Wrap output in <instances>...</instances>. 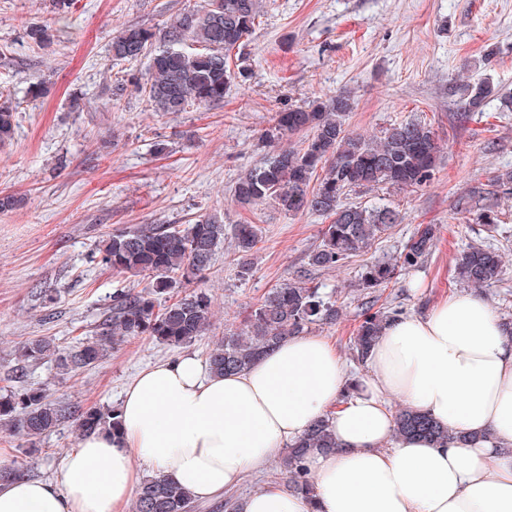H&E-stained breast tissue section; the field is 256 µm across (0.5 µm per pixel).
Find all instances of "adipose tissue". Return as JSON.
Wrapping results in <instances>:
<instances>
[{"label":"adipose tissue","instance_id":"adipose-tissue-1","mask_svg":"<svg viewBox=\"0 0 512 512\" xmlns=\"http://www.w3.org/2000/svg\"><path fill=\"white\" fill-rule=\"evenodd\" d=\"M395 397L459 441L396 437ZM117 416V430L81 438L53 478L0 484V512H130L150 474L219 501L319 419L340 447L309 456L311 492L270 483L234 512H512V335L470 293L389 320L366 375L348 377L314 334L224 375L186 351L139 371Z\"/></svg>","mask_w":512,"mask_h":512}]
</instances>
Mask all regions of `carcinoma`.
I'll list each match as a JSON object with an SVG mask.
<instances>
[{
    "label": "carcinoma",
    "instance_id": "obj_1",
    "mask_svg": "<svg viewBox=\"0 0 512 512\" xmlns=\"http://www.w3.org/2000/svg\"><path fill=\"white\" fill-rule=\"evenodd\" d=\"M261 12V0H201L199 8L181 14L161 34L142 26L122 29L112 39L114 61L121 65L147 58L149 70L143 83L134 77L116 80L113 95H122L131 85L147 97L153 111L171 114L223 102L237 80L248 79L243 48ZM27 36L38 46L49 44L54 41L55 29L35 25ZM234 51L239 64L233 68L229 58ZM459 90L473 109L494 94L487 81L462 84ZM351 106L349 96L338 95L275 113L273 125L264 133L265 140L274 145L273 151L260 165L239 174L232 188L241 204L270 200L288 215L311 212L329 218L322 244L310 256L313 266L327 270L343 266L400 221L399 211L388 206L366 208L347 205L343 199L352 191L379 185L421 187L433 176L440 153L433 128L422 121L394 123L370 138L347 131L341 116ZM15 121L14 106L1 101L0 143L12 138ZM299 133L306 134L301 148L276 146L284 137ZM461 215L467 223L494 224L497 220L490 203L477 209L465 207ZM232 239L240 273L247 275L252 270L250 256L259 242L258 230L253 224H239ZM437 239V225H419L398 259L366 267L361 274L362 287L386 286L398 271L429 255ZM222 244L224 225L210 216L183 227L144 224L108 235L98 247L101 262L115 273L146 277L149 285L139 291L132 288L113 293L110 319L98 336L80 343L77 349L63 353L53 339L45 337L25 347L21 361L54 359L72 371L96 364L126 337L147 335L173 346L195 341L211 322L208 294L194 290L163 307L159 298L183 282L203 278ZM502 274V255L491 247L472 246L458 263V277L469 287L486 288L500 281ZM338 315L336 301L325 296L320 286L300 278L288 279L247 312L241 328L227 332L224 340L208 350L206 362L218 375L242 371L274 345L311 324H332ZM360 317L353 351L364 363L391 315L369 305ZM66 419V411L40 389L24 387L0 396V423L31 438L52 431ZM76 421L82 435L114 431L119 425L115 411L96 407L77 411ZM395 426L402 437L422 436L441 445L454 440L440 422L407 408L397 412ZM336 447L328 421L319 420L284 453L280 475L289 488L308 490V455L317 448ZM193 508L180 483L160 478L145 480L134 503V512H192Z\"/></svg>",
    "mask_w": 512,
    "mask_h": 512
}]
</instances>
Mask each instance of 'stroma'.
<instances>
[{"label":"stroma","instance_id":"35a3bbf8","mask_svg":"<svg viewBox=\"0 0 512 512\" xmlns=\"http://www.w3.org/2000/svg\"><path fill=\"white\" fill-rule=\"evenodd\" d=\"M200 0H72L55 19L50 0H0V90L18 104L17 127L0 146V193L20 205L0 213V379L19 350L52 338L70 351L97 335L113 293L142 289L146 279L113 273L96 247L110 232L140 224H191L213 215L225 230L256 225L261 237L249 276L239 274L231 244L218 250L203 280L166 294V302L205 290L213 317L191 351L206 355L246 311L284 280L300 275L318 284L340 309L335 324L313 326L330 337L355 373H363L351 338L368 296L378 307L422 314L464 285L460 254L476 244L505 256L501 282L482 289L498 317L512 318V193L497 196L496 230L456 220L462 201L478 203L492 180L512 169V0H263L245 52L249 80L223 103L177 114L152 111L134 90L113 96L111 43L130 25L165 29ZM54 23L51 45L26 35ZM495 52L492 67L482 58ZM45 79L46 94L29 87ZM490 79L495 95L468 109L452 88ZM349 93L347 130L367 136L389 125L420 120L441 147L433 179L420 188L381 186L350 193L346 204L389 206L402 221L336 270L310 266L327 218L281 213L269 203L238 204L232 185L268 151L262 134L274 112L315 98ZM165 146L155 153V143ZM439 227L432 252L388 285L359 287L367 264L402 252L419 225ZM179 352L148 336L127 338L95 366L77 372L56 363L30 366L25 387L43 389L64 407L117 408L125 385L148 364ZM78 443L68 421L31 439L0 425V483L7 475L47 479Z\"/></svg>","mask_w":512,"mask_h":512}]
</instances>
